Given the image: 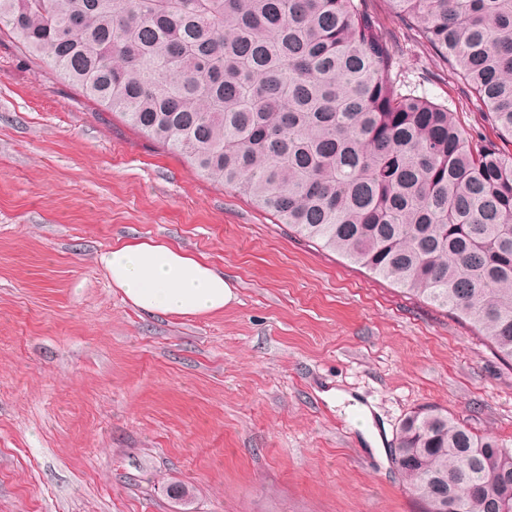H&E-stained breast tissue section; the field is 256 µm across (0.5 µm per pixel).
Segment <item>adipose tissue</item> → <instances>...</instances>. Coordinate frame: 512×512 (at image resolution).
Returning <instances> with one entry per match:
<instances>
[{"mask_svg": "<svg viewBox=\"0 0 512 512\" xmlns=\"http://www.w3.org/2000/svg\"><path fill=\"white\" fill-rule=\"evenodd\" d=\"M98 262L124 300L143 313L205 317L235 299L231 282L207 259L164 241L119 239Z\"/></svg>", "mask_w": 512, "mask_h": 512, "instance_id": "adipose-tissue-1", "label": "adipose tissue"}]
</instances>
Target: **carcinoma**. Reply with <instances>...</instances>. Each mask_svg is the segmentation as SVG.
<instances>
[{"label":"carcinoma","instance_id":"carcinoma-1","mask_svg":"<svg viewBox=\"0 0 512 512\" xmlns=\"http://www.w3.org/2000/svg\"><path fill=\"white\" fill-rule=\"evenodd\" d=\"M512 141V0H388ZM297 235L512 362V152L392 81L363 0H0V31ZM393 463L421 512H512V449L436 406Z\"/></svg>","mask_w":512,"mask_h":512}]
</instances>
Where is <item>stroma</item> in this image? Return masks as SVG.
<instances>
[{"label": "stroma", "instance_id": "obj_1", "mask_svg": "<svg viewBox=\"0 0 512 512\" xmlns=\"http://www.w3.org/2000/svg\"><path fill=\"white\" fill-rule=\"evenodd\" d=\"M365 9L393 79L512 152L386 0ZM130 238L204 256L235 301L132 308L96 261ZM426 405L512 448V367L470 325L294 236L0 34V512H415L390 450Z\"/></svg>", "mask_w": 512, "mask_h": 512}]
</instances>
